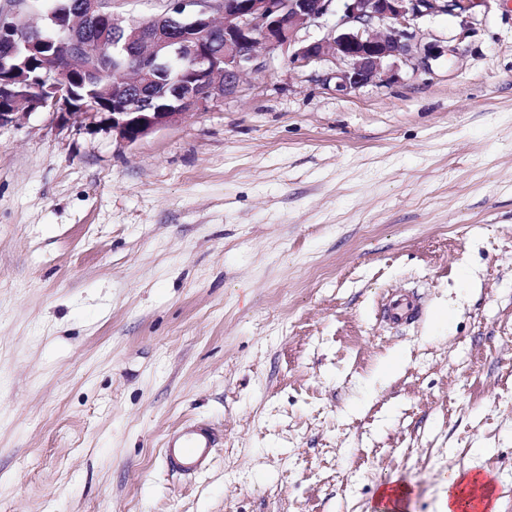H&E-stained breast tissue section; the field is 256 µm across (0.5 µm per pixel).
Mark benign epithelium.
<instances>
[{"mask_svg":"<svg viewBox=\"0 0 512 512\" xmlns=\"http://www.w3.org/2000/svg\"><path fill=\"white\" fill-rule=\"evenodd\" d=\"M7 2L0 7V127L48 111L62 127L77 117L132 145L235 95L243 75L267 70L279 50L294 67L341 62L336 89L355 90L388 60L421 58L417 20L470 14L487 0H166L147 23L112 12L109 0H69L45 11L40 26L29 19L34 0ZM325 27L321 39L305 36ZM109 29L112 51L126 62L99 84L94 70L106 59ZM54 32L65 43L49 50Z\"/></svg>","mask_w":512,"mask_h":512,"instance_id":"benign-epithelium-1","label":"benign epithelium"}]
</instances>
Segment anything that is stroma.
<instances>
[{"mask_svg":"<svg viewBox=\"0 0 512 512\" xmlns=\"http://www.w3.org/2000/svg\"><path fill=\"white\" fill-rule=\"evenodd\" d=\"M416 37L351 92L277 52L133 145L0 127V512H441L452 469L512 512V0ZM383 318L392 324L399 325L412 320L418 313V305L412 297L394 300L388 298L382 304ZM219 436L204 422H185L164 442L167 468L176 474L194 476L204 472L213 460Z\"/></svg>","mask_w":512,"mask_h":512,"instance_id":"stroma-1","label":"stroma"}]
</instances>
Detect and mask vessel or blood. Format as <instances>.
I'll return each instance as SVG.
<instances>
[{
  "mask_svg": "<svg viewBox=\"0 0 512 512\" xmlns=\"http://www.w3.org/2000/svg\"><path fill=\"white\" fill-rule=\"evenodd\" d=\"M384 319L399 325L418 313L413 298L387 299L382 305ZM219 437L212 427L198 421L184 423L166 439L163 457L167 468L176 474L194 476L204 472L213 460Z\"/></svg>",
  "mask_w": 512,
  "mask_h": 512,
  "instance_id": "1",
  "label": "vessel or blood"
}]
</instances>
